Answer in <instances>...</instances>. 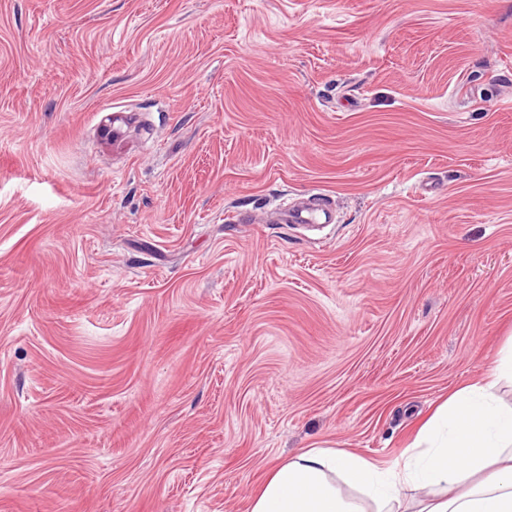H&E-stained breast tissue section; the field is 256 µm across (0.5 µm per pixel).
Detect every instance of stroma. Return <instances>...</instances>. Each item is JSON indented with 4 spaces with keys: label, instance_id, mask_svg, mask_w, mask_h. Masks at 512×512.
I'll return each instance as SVG.
<instances>
[{
    "label": "stroma",
    "instance_id": "obj_1",
    "mask_svg": "<svg viewBox=\"0 0 512 512\" xmlns=\"http://www.w3.org/2000/svg\"><path fill=\"white\" fill-rule=\"evenodd\" d=\"M511 336L512 0H0V512H247ZM283 217L286 224H311L315 220L320 221V223L330 221L329 212L318 211L310 206L289 211L283 214Z\"/></svg>",
    "mask_w": 512,
    "mask_h": 512
}]
</instances>
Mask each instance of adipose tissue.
Returning <instances> with one entry per match:
<instances>
[{"label":"adipose tissue","mask_w":512,"mask_h":512,"mask_svg":"<svg viewBox=\"0 0 512 512\" xmlns=\"http://www.w3.org/2000/svg\"><path fill=\"white\" fill-rule=\"evenodd\" d=\"M512 339L481 378L452 391L388 466L347 448L273 463L249 512H512Z\"/></svg>","instance_id":"obj_1"}]
</instances>
